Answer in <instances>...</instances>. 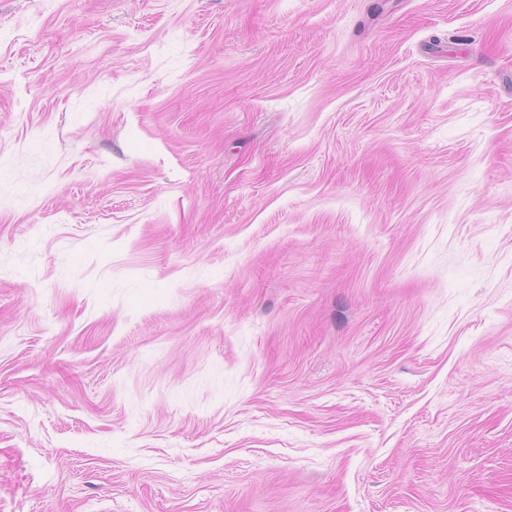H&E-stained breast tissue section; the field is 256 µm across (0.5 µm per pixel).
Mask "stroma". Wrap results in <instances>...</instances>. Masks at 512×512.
I'll return each mask as SVG.
<instances>
[{"label": "stroma", "instance_id": "obj_1", "mask_svg": "<svg viewBox=\"0 0 512 512\" xmlns=\"http://www.w3.org/2000/svg\"><path fill=\"white\" fill-rule=\"evenodd\" d=\"M0 512H512V0H0Z\"/></svg>", "mask_w": 512, "mask_h": 512}]
</instances>
